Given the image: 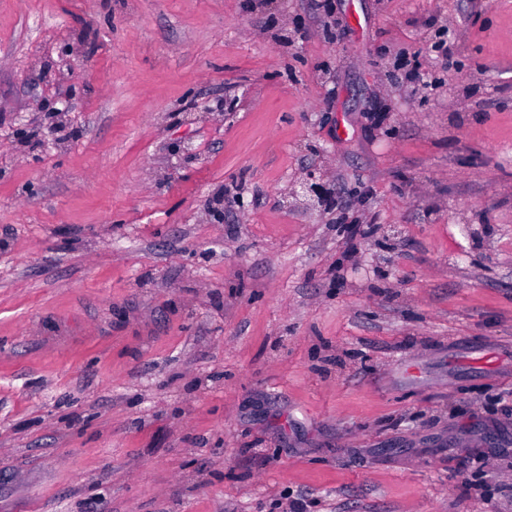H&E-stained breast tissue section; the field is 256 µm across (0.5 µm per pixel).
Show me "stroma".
I'll return each mask as SVG.
<instances>
[{
    "label": "stroma",
    "mask_w": 512,
    "mask_h": 512,
    "mask_svg": "<svg viewBox=\"0 0 512 512\" xmlns=\"http://www.w3.org/2000/svg\"><path fill=\"white\" fill-rule=\"evenodd\" d=\"M315 2L0 0V512H512V0ZM290 197L302 200L312 208L330 207L333 203L332 191L316 168L307 170L305 177L294 185Z\"/></svg>",
    "instance_id": "obj_1"
}]
</instances>
